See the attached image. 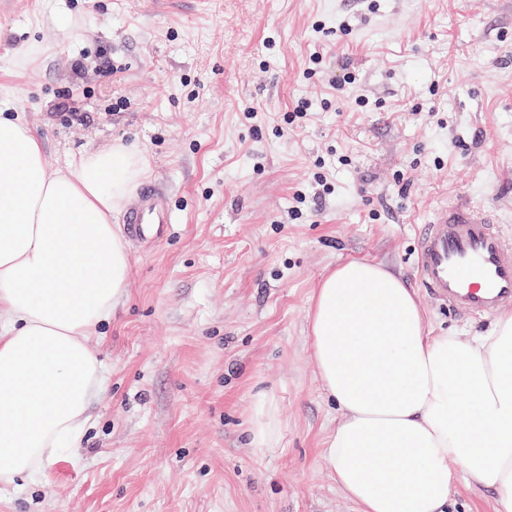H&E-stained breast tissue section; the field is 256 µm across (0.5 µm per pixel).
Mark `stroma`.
<instances>
[{"label":"stroma","mask_w":512,"mask_h":512,"mask_svg":"<svg viewBox=\"0 0 512 512\" xmlns=\"http://www.w3.org/2000/svg\"><path fill=\"white\" fill-rule=\"evenodd\" d=\"M11 3L0 104L48 169L135 144L176 222L128 242L127 295L89 339L106 381L82 442L41 482L0 483V512H357L321 455L340 414L311 298L368 260L418 290L429 331L490 328L420 292L415 260L456 199L512 241V0ZM261 393L271 452L248 437ZM250 442L256 448L273 451L278 448L280 423L277 406L270 397L260 398L254 405L249 427Z\"/></svg>","instance_id":"stroma-1"}]
</instances>
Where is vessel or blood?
I'll list each match as a JSON object with an SVG mask.
<instances>
[{"mask_svg": "<svg viewBox=\"0 0 512 512\" xmlns=\"http://www.w3.org/2000/svg\"><path fill=\"white\" fill-rule=\"evenodd\" d=\"M165 187L148 183L124 214L132 237L159 243L174 217ZM416 274L422 288L437 301L463 314L491 316L512 307V244L496 214L459 200L436 208L418 234Z\"/></svg>", "mask_w": 512, "mask_h": 512, "instance_id": "obj_1", "label": "vessel or blood"}]
</instances>
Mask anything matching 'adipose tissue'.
Instances as JSON below:
<instances>
[{"instance_id":"ef3b65f1","label":"adipose tissue","mask_w":512,"mask_h":512,"mask_svg":"<svg viewBox=\"0 0 512 512\" xmlns=\"http://www.w3.org/2000/svg\"><path fill=\"white\" fill-rule=\"evenodd\" d=\"M148 173L125 144L49 172L42 141L0 111V483L38 479L84 434L105 383L87 338L129 283L112 217ZM308 321L341 415L325 463L358 512H446L462 484L512 512V312L477 336L435 334L398 275L355 260L322 278ZM249 434L277 448L273 398L255 403Z\"/></svg>"}]
</instances>
